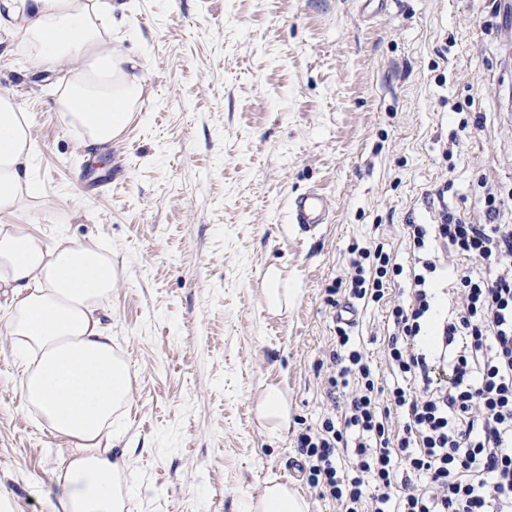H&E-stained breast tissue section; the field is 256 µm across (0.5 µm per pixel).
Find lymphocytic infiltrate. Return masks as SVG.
Masks as SVG:
<instances>
[{"mask_svg": "<svg viewBox=\"0 0 512 512\" xmlns=\"http://www.w3.org/2000/svg\"><path fill=\"white\" fill-rule=\"evenodd\" d=\"M440 207L435 224L408 227L406 296L391 308L387 358L397 381L380 403L374 369L336 325L324 382L328 409L299 438L298 466L320 499L343 512H512V225ZM461 260V305L436 313L445 255ZM327 301L380 302L394 265L383 246L350 259ZM435 323L429 349L414 345Z\"/></svg>", "mask_w": 512, "mask_h": 512, "instance_id": "f902f5d3", "label": "lymphocytic infiltrate"}]
</instances>
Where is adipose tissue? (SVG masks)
Listing matches in <instances>:
<instances>
[{
  "mask_svg": "<svg viewBox=\"0 0 512 512\" xmlns=\"http://www.w3.org/2000/svg\"><path fill=\"white\" fill-rule=\"evenodd\" d=\"M111 0H0V38L21 39L32 67L75 59L59 80L56 108L85 146L117 138L141 105L144 65L112 42ZM35 140L29 114L0 94V293L23 367L22 398L71 443L55 476L53 512H123L124 462L103 445L112 417L130 399L131 375L102 316L116 277L112 253L67 236L45 242L15 223L33 190ZM249 512H306L296 491L263 488Z\"/></svg>",
  "mask_w": 512,
  "mask_h": 512,
  "instance_id": "obj_1",
  "label": "adipose tissue"
}]
</instances>
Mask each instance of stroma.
Here are the masks:
<instances>
[{"instance_id": "obj_1", "label": "stroma", "mask_w": 512, "mask_h": 512, "mask_svg": "<svg viewBox=\"0 0 512 512\" xmlns=\"http://www.w3.org/2000/svg\"><path fill=\"white\" fill-rule=\"evenodd\" d=\"M113 37L147 58L139 112L111 143L85 147L56 89L0 44V93L31 115L38 191L16 216L44 239L111 248L105 327L132 374L109 444L126 455V512H243L265 484L308 512H339L295 470L298 437L326 408L318 361L332 347L326 290L353 247L384 243L408 265L409 223L450 211L512 224V69L495 0H124ZM315 191L329 224L303 235L288 204ZM292 298L263 297L269 267ZM356 302L353 336L384 387L388 304ZM0 295V493L50 512L68 454L22 400ZM288 400L277 431L255 407Z\"/></svg>"}]
</instances>
